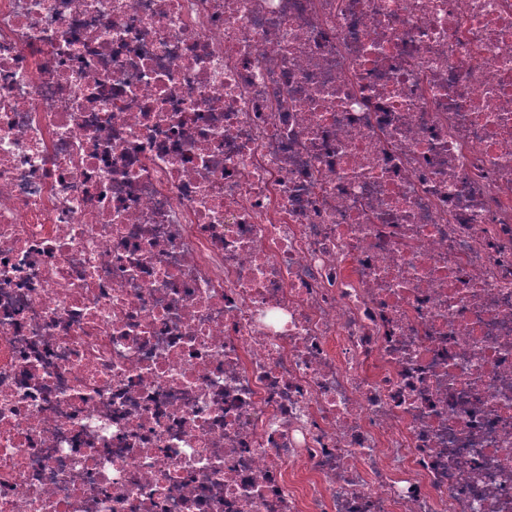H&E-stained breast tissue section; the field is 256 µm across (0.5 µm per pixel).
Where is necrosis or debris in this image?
I'll return each mask as SVG.
<instances>
[{
  "mask_svg": "<svg viewBox=\"0 0 512 512\" xmlns=\"http://www.w3.org/2000/svg\"><path fill=\"white\" fill-rule=\"evenodd\" d=\"M0 512H512V0H0Z\"/></svg>",
  "mask_w": 512,
  "mask_h": 512,
  "instance_id": "necrosis-or-debris-1",
  "label": "necrosis or debris"
}]
</instances>
